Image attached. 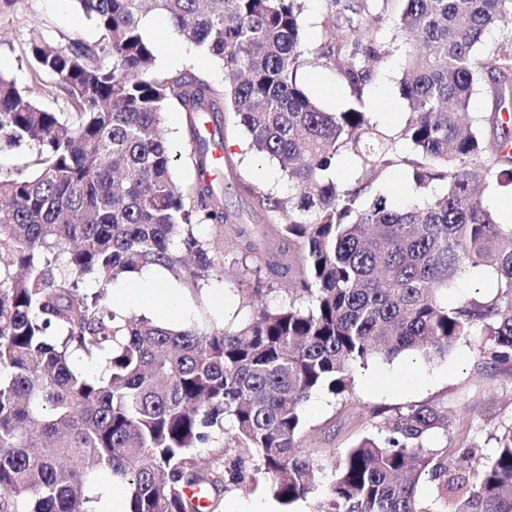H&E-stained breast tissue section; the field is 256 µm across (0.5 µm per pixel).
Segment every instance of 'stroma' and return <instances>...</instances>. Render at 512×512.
<instances>
[{"label": "stroma", "mask_w": 512, "mask_h": 512, "mask_svg": "<svg viewBox=\"0 0 512 512\" xmlns=\"http://www.w3.org/2000/svg\"><path fill=\"white\" fill-rule=\"evenodd\" d=\"M360 6L379 15L378 35L392 44L390 55L377 67L361 99L367 103L381 100L394 105V112L381 123L383 130L393 136L408 118L407 105L399 92V80L406 63L405 41L395 28L404 0H338L334 5L329 0H305L302 34L308 49H318L330 33L347 32V19L352 9ZM156 21L158 26L152 36L155 46L160 48L170 42L177 46L172 60L157 62L159 72L190 69L205 75L214 86L223 87L221 61L185 41L167 17L157 16ZM33 29L63 46L72 38L93 43L100 37L94 22L76 7L74 0H16L11 11L0 14V74L13 78L22 88L30 84L27 40ZM300 79L326 111H345L356 100L332 69L314 64L302 70ZM165 137L177 158L176 181L180 186H188L194 180L195 171L181 113L168 111ZM246 142L247 136L236 125L232 114H225L224 155L231 163L220 166L217 183L231 188L232 184L244 182L285 191L278 163L246 149ZM240 280V271L234 270L228 278L210 281L203 288H181L185 314L179 319V326L208 330L241 322L247 310L243 305ZM481 342L480 334L476 333L443 357L429 359L419 354H402L390 360L375 358L356 369L349 396L336 398L314 393L303 409L302 449L322 459L319 482L330 478L334 461L351 445L375 433L378 411H403L441 398L447 399L453 421L448 431L432 436V444L452 446L467 439L479 445L482 457L493 455L491 435L500 421L512 417V368L483 362L477 352ZM200 456L206 467L219 472L232 469L236 460L244 462V481H225L217 512H230L235 505L249 507L269 503L273 504L274 512H299V504L274 503L263 475L256 471L255 458L242 457L233 431H225L216 445L201 449Z\"/></svg>", "instance_id": "stroma-1"}]
</instances>
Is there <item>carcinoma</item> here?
<instances>
[{
	"label": "carcinoma",
	"mask_w": 512,
	"mask_h": 512,
	"mask_svg": "<svg viewBox=\"0 0 512 512\" xmlns=\"http://www.w3.org/2000/svg\"><path fill=\"white\" fill-rule=\"evenodd\" d=\"M76 2L99 41L61 46L33 31L28 42L32 84L57 77L69 111L40 108L0 74V151L37 150L29 172L0 169V512H93L103 473L131 512H214L225 472L204 467L197 449L228 422L286 506L309 498L312 512H432L416 495L427 479L443 512H512V417L478 469L477 444L430 443L450 425L445 400L380 412L377 434L349 448L327 484L299 450L311 395L350 392L354 368L373 358L444 356L480 325L479 356L512 367V224L481 199L492 180L512 185L502 154L512 131L501 119L512 110L502 86L512 33L478 52L512 0H404L399 92L410 116L399 139L411 156L360 110L388 53L370 35L371 15L314 53L300 33L304 0ZM153 13L233 80L219 90L190 70L158 73L141 30ZM312 59L358 104L324 111L298 78ZM484 77L495 98L488 118L469 112ZM172 106L194 146L197 178L184 189L163 136ZM203 112L219 124L234 114L251 148L280 166L286 194L235 185L266 216L261 242L237 229L224 188L199 178L212 164ZM344 152L361 166L350 185L336 179ZM397 162L413 193L444 189L393 204L374 175ZM198 224L215 237L198 238ZM226 230L241 239L238 263L269 276L245 289L249 315L234 329L127 317L81 289L88 277L105 286L146 266L200 288L224 276ZM476 269L493 274L495 293L448 304V289ZM276 286L288 301L271 309ZM77 354L105 357L107 374L75 370Z\"/></svg>",
	"instance_id": "1"
}]
</instances>
